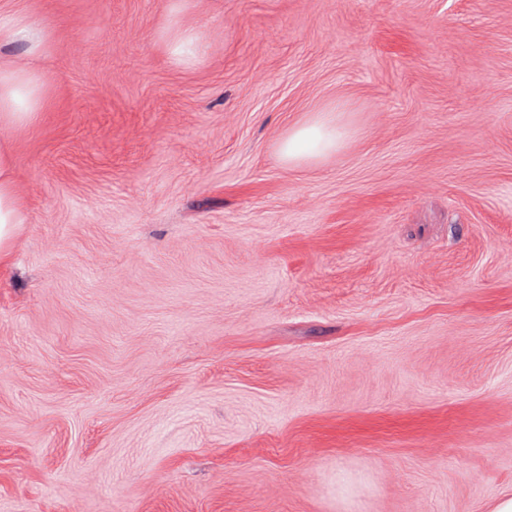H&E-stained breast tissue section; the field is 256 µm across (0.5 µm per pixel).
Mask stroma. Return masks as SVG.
<instances>
[{
  "mask_svg": "<svg viewBox=\"0 0 512 512\" xmlns=\"http://www.w3.org/2000/svg\"><path fill=\"white\" fill-rule=\"evenodd\" d=\"M0 512H493L512 496V0H0ZM195 30L184 64L169 45ZM336 109L341 149L288 130ZM1 38L25 42L29 60L24 66L0 62V129L30 125L42 107L39 62L46 54L44 37L26 15L0 12ZM346 136L334 112H321L310 123L289 129L280 143V158L289 167L319 160L336 152ZM21 224H27V212L18 196L9 143L0 140V267L10 255Z\"/></svg>",
  "mask_w": 512,
  "mask_h": 512,
  "instance_id": "1",
  "label": "stroma"
}]
</instances>
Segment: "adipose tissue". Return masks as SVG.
<instances>
[{
  "instance_id": "ef3b65f1",
  "label": "adipose tissue",
  "mask_w": 512,
  "mask_h": 512,
  "mask_svg": "<svg viewBox=\"0 0 512 512\" xmlns=\"http://www.w3.org/2000/svg\"><path fill=\"white\" fill-rule=\"evenodd\" d=\"M25 42L26 65L0 64V129L34 123L42 107L40 61L46 54L44 37L23 14L0 13V39ZM347 133L334 113L324 112L313 121L289 129L280 143L282 162L296 166L324 158L341 147ZM27 212L18 196L7 141L0 140V265L10 255L18 228Z\"/></svg>"
}]
</instances>
